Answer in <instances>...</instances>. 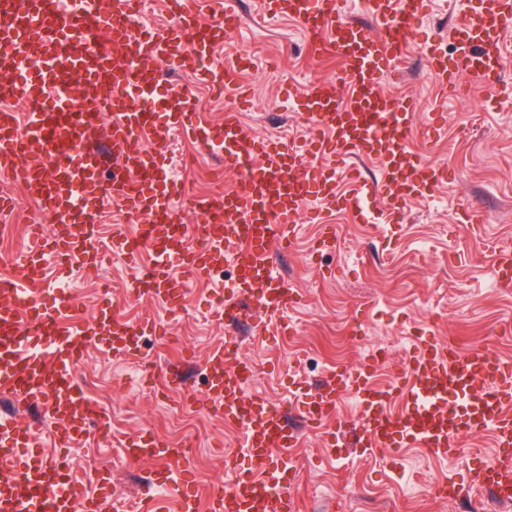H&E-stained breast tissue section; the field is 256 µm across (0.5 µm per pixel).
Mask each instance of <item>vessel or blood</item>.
Instances as JSON below:
<instances>
[{"label": "vessel or blood", "instance_id": "1", "mask_svg": "<svg viewBox=\"0 0 512 512\" xmlns=\"http://www.w3.org/2000/svg\"><path fill=\"white\" fill-rule=\"evenodd\" d=\"M374 30L344 17L345 0H263L265 13L297 20L315 53L339 63L334 78L295 93L293 101L309 123L304 141L282 142L252 132L241 113L224 115L214 129L185 85L167 86L169 123L209 151L222 155L234 182L205 196L187 194L171 177L167 158L148 152L155 132L151 103L159 70L177 61L196 79L232 96L243 95L240 78L252 59L239 51L214 62L213 45L231 34L239 17L225 0H170L174 24L147 29L138 24L137 0H0V98L20 100L24 115L0 113V173L19 176L26 197L50 213L54 236L43 249L0 257L13 275L0 279V396L36 398L41 421L0 418V462L16 463L12 480L0 483V512H73L80 491L59 473L42 449L43 419L60 421L54 441L65 448L86 431L84 393L75 370L86 346L107 337L115 354L141 359L140 336L160 335L151 319L129 322L112 306L89 321L69 319L71 294L56 292L45 305L42 284L47 260H79L98 266L104 254L93 228L94 202L112 195L139 223L124 238L136 269L132 298L165 301L178 310L186 281H210L217 264L228 262L238 281L215 313L233 325L251 306L255 332L278 323L301 302L278 272L277 254L287 252L297 218L310 204L354 215L366 198L381 197L392 212L430 194L444 172L411 146L420 104L381 90L393 72L426 8V0H367ZM512 28V0H472L456 25L453 56L419 43L427 72L440 94L461 91V79L496 84L506 66L504 35ZM40 48V66L31 73L17 63ZM111 116V154L95 147L94 132ZM353 157L376 160L380 181L349 168L348 189L339 192L336 164ZM182 198L198 221L183 224L173 206ZM240 338L225 336L207 357L205 400L225 425L242 429L241 456L225 459L227 484L200 488L192 474L194 450L174 448L152 432L124 439L134 463L161 457L158 481L173 493L177 507L148 496L139 512H303L295 492L292 461L302 445L283 405L247 394L252 364L239 354ZM379 354L370 361L337 365L322 388L296 400L294 408L310 430H325L326 444L337 445L342 396L358 406L357 442L370 454L396 460L401 449H427L438 457L455 455L463 438L491 432L498 449L493 463L470 470L473 484L512 499V361L486 346L460 351L456 339L418 338L415 349L391 380L375 379ZM99 430L108 417L96 413Z\"/></svg>", "mask_w": 512, "mask_h": 512}]
</instances>
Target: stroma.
<instances>
[{"instance_id":"obj_1","label":"stroma","mask_w":512,"mask_h":512,"mask_svg":"<svg viewBox=\"0 0 512 512\" xmlns=\"http://www.w3.org/2000/svg\"><path fill=\"white\" fill-rule=\"evenodd\" d=\"M234 2L240 24L215 48L214 58L223 60L237 50L254 57L243 77L249 94L242 110L246 123L260 135L303 139L307 120L287 109L285 100L289 92L334 76L338 62L327 54L314 56L299 24L264 14L260 0ZM460 9V0H428L421 39L437 49H450L449 31ZM165 79L191 86L198 109L210 113L213 126L222 125L225 112L239 108L235 99H216L177 65L167 66ZM381 85L394 97L410 95L421 102V126L433 124L437 131L429 139L416 136L412 146L446 168L448 176L430 195L409 201L395 214H382L378 197L369 201L368 219L333 212L329 221L337 225L338 239L317 258L310 255L309 246L319 227L309 214H302L296 241L281 263L282 275L302 297L283 318L291 331L271 329L242 337L241 355L254 367L251 388L273 402L315 390L336 365L357 364L382 347L387 360L378 365L376 377L389 380L418 336H458L467 349L491 339L501 357L512 359V283L499 279L494 259L495 251L512 250V93L497 94L474 81L469 95L440 98L436 80L416 55L395 75L383 77ZM158 129L148 149L194 150L197 164L182 178L191 191L205 183L218 155L181 134L163 138L166 124ZM476 199L485 205L484 221L463 223L464 206ZM7 222L13 231L0 241V251L8 254L35 249L31 225H42L47 232L53 228L46 211L23 207ZM133 223L122 202L102 199L97 232L107 247L104 261L87 268L48 262L45 286L62 285L74 294L69 314L76 321L90 319L108 296L119 302L129 320L161 319L166 338L147 336L141 345L143 356L158 371L180 364L186 348L194 361L183 366L188 377L183 388L142 386L137 364L114 355L106 340L88 345L76 377L86 382L94 405L107 411L110 434L92 431L66 448L55 447L51 433L43 435L45 455L66 460V471L84 498L97 494L102 476L122 501L155 490L161 462L125 461L117 441L125 433L146 428L173 446L192 439L194 475L205 487L227 482L225 457L239 450L240 430L225 427L199 401L185 403L188 397L202 396L206 358L224 341L225 329L214 320L210 302L230 281L217 275L205 284L190 283L184 308L173 319L167 318L160 302L130 299L127 286L134 270L121 255L113 228ZM496 452L486 432L469 438L460 456L438 459L423 449L408 448L387 464L361 459L350 440L330 448L322 434L307 431L297 450L298 458L308 464L299 489L310 512H461L460 502L433 494V482L450 477L467 484L473 457L488 459Z\"/></svg>"}]
</instances>
